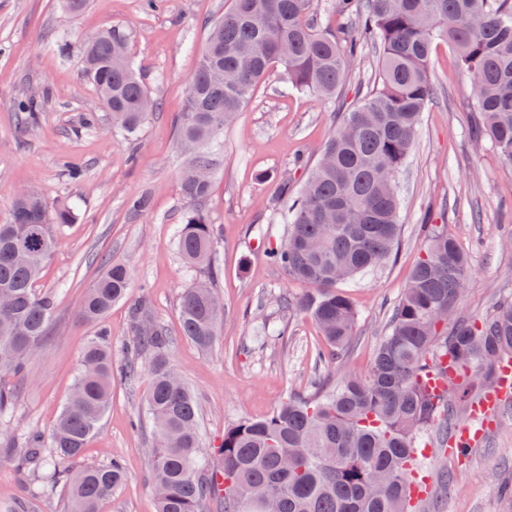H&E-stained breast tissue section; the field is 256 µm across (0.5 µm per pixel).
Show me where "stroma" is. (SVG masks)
Masks as SVG:
<instances>
[{"label":"stroma","instance_id":"stroma-1","mask_svg":"<svg viewBox=\"0 0 512 512\" xmlns=\"http://www.w3.org/2000/svg\"><path fill=\"white\" fill-rule=\"evenodd\" d=\"M228 0H88L78 13L60 0H0V222L7 221L18 189L38 191L51 207L74 210L58 231L59 243L38 280L55 301L49 334L25 377L6 378L17 392L0 430L23 437L50 433L75 382L81 354L106 331L115 364L131 340L127 302L113 305L102 325L77 317L83 294L101 273L102 260L126 263L129 297L147 296L151 318L173 339L171 359L201 409L204 446L216 445L225 427L242 418L271 414L288 392L305 393L313 378L320 332L307 316L285 323L283 339L259 336L262 322L277 318L276 298L306 294L268 258L282 238V185L299 191L326 140L358 95L378 83L373 53H366L341 94L324 101L282 92L272 72L236 121L224 131L218 173L204 205L213 226L216 290L224 300L222 334L211 351H200L180 334L178 300L191 280L177 249V231L191 210L180 190L185 156L176 119L187 82L197 69L208 28ZM116 28L128 36L131 56L159 108L133 137L112 126L84 71L80 46ZM431 76L439 95L421 117L413 155L398 179L401 232L394 255L348 286L357 309L356 335L329 372L366 376L387 334L391 311L424 246L423 220L445 225L467 253L469 272L458 309L488 315L500 298L512 297V219L502 202L512 200V168L474 131L471 82L447 44L435 43ZM39 96L35 122L20 125L17 106ZM83 169L74 180L69 167ZM149 207L133 212L130 198ZM148 377L115 382L99 431L73 469L120 459L127 478L101 512H156L147 451L152 428L146 413ZM420 473L431 492L419 512H512L498 486L512 482V397L490 418L464 458L440 447L434 434ZM65 512L63 491L47 495L17 461H0V512Z\"/></svg>","mask_w":512,"mask_h":512}]
</instances>
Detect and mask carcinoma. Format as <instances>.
<instances>
[{
  "label": "carcinoma",
  "mask_w": 512,
  "mask_h": 512,
  "mask_svg": "<svg viewBox=\"0 0 512 512\" xmlns=\"http://www.w3.org/2000/svg\"><path fill=\"white\" fill-rule=\"evenodd\" d=\"M317 0H230L213 23L188 84L177 123L187 155L183 196L195 204L177 231L190 268L206 264L211 280L215 237L202 203L217 168L218 136L251 101L258 85L280 69L287 89L333 100L363 49H378L379 86L367 93L323 146L310 177L288 209L284 237L269 250L273 263L311 291L279 300L285 315L303 313L324 344L321 363L336 361L356 335L357 312L341 286L389 260L401 224L397 178L415 145L420 117L433 100L432 46L441 41L472 81L481 136L512 167V0H336V12L358 33L330 34L314 22ZM84 71L104 99L112 124L136 133L157 104L134 70L128 39L112 30L87 41ZM72 214L52 209L34 191L16 197L0 223V378L23 376L48 335L53 298L36 292L40 271L58 244L51 225ZM424 252L390 315L387 335L367 376L328 375L302 395L288 394L270 415L224 428L220 443L202 448L199 408L170 361L171 338L151 321L145 301L130 305V357L119 367L100 333L83 350L73 392L50 438L32 431L0 435V456L42 478L50 494L67 488V512H100L125 480L122 463L69 473L96 433L119 378H150L146 399L154 425L149 457L157 512H417L411 496L422 435L434 429L460 447L450 428L473 388H490L512 362V298L473 319L457 310L468 256L443 224H426ZM86 291L79 317L98 323L127 298L131 271L119 261ZM211 284L195 281L181 293L182 335L203 351L220 336L223 306ZM445 358L455 375L439 396L424 386Z\"/></svg>",
  "instance_id": "carcinoma-1"
}]
</instances>
